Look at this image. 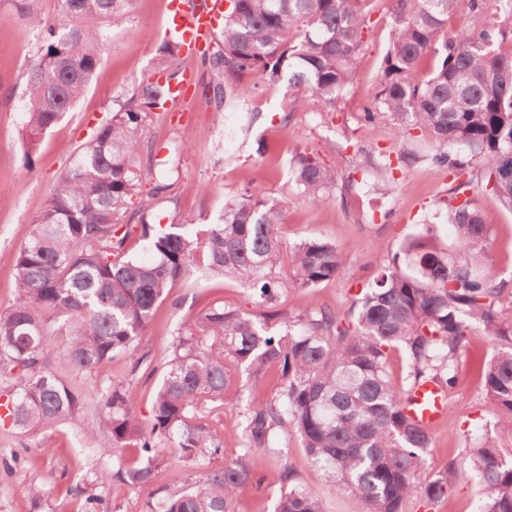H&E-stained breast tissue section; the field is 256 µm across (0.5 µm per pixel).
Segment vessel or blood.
Returning a JSON list of instances; mask_svg holds the SVG:
<instances>
[{
  "label": "vessel or blood",
  "instance_id": "vessel-or-blood-1",
  "mask_svg": "<svg viewBox=\"0 0 512 512\" xmlns=\"http://www.w3.org/2000/svg\"><path fill=\"white\" fill-rule=\"evenodd\" d=\"M223 0H207L205 6H194L192 0H171V29L181 40L187 56H198L211 40L222 16ZM448 399L433 384L418 387L408 402L407 412L418 424L431 429L446 418Z\"/></svg>",
  "mask_w": 512,
  "mask_h": 512
}]
</instances>
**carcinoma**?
Returning a JSON list of instances; mask_svg holds the SVG:
<instances>
[{
  "mask_svg": "<svg viewBox=\"0 0 512 512\" xmlns=\"http://www.w3.org/2000/svg\"><path fill=\"white\" fill-rule=\"evenodd\" d=\"M373 2L231 0L217 48L202 60L216 80V117L239 106L252 73L334 105L352 80ZM395 2L377 92L363 120L385 118L402 140L414 139L417 129L429 133L430 160L440 168L462 172L465 158L476 159L480 178L512 211V54L498 49L512 15L449 37L460 0ZM131 4L61 0L60 21L28 17L42 32L26 80L28 147L83 96L100 63L106 24L121 23ZM181 48L176 37L158 48L154 77L138 84L76 153L15 254V300L0 312V372L15 383L0 391V422L23 436L78 425L91 400L96 418L88 430L104 436L99 451L117 461L115 476L133 487L151 483L161 454L176 449L187 476L161 487L146 512H234L239 490L262 484L256 457L279 456L280 437L290 432L333 491L356 498L363 512H410L415 499L433 505L452 492L463 466L481 479V512H512V455L492 435L435 473L427 462L430 432L407 413L424 383L451 394L476 325L493 346L482 367L489 410L512 424V300L504 303L506 288L486 261L491 228L481 211L459 199V187L449 189L441 207L453 245L413 236L374 267L368 290L346 313L315 308L288 316L280 310L283 295L318 288L343 268L342 250L326 238L284 245L279 228L288 197L271 202L245 187L225 199L216 223L190 235L150 222L147 207L133 201L155 172L147 197L165 198L172 188L163 176L166 162L144 157L142 133L150 116L165 110L175 79L171 62ZM431 51L438 67L421 78L418 62ZM291 167L296 187L315 199L336 185L335 175L305 152L294 155ZM135 230L149 242L147 260L128 252ZM195 272L235 277L261 312L207 308L197 332L178 336L157 366L139 350L146 322L174 284ZM45 313L66 337L62 358L76 375L118 356L147 379L162 371L148 424L134 413L122 383L87 392L51 368ZM395 350L407 361L398 387L389 373ZM270 368L277 369L276 390L248 406L240 451L227 458L207 406L230 401L234 378L245 373L257 381ZM130 447L140 450L133 465L122 459ZM218 457L224 458L219 469L202 466ZM273 512L325 510L318 494L292 485Z\"/></svg>",
  "mask_w": 512,
  "mask_h": 512,
  "instance_id": "obj_1",
  "label": "carcinoma"
}]
</instances>
